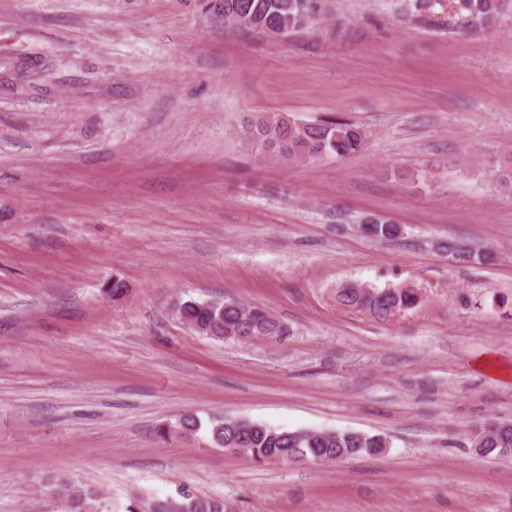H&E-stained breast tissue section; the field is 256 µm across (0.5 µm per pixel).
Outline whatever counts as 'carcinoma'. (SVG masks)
I'll return each instance as SVG.
<instances>
[{"mask_svg": "<svg viewBox=\"0 0 512 512\" xmlns=\"http://www.w3.org/2000/svg\"><path fill=\"white\" fill-rule=\"evenodd\" d=\"M449 8L460 25L472 31L489 30L512 8V0H449ZM329 15L326 0H224V22L238 29L254 30L271 37L292 36L312 28ZM241 140L261 158L283 164L304 165L326 157L347 158L366 147V133L354 122L328 117L303 123L282 112H257L242 118ZM495 182L512 186V157L492 171ZM367 236L393 239L396 226L380 217L365 220ZM458 260L489 261L492 255L478 248L462 249L448 244ZM337 302L348 308H361L379 320L392 311L411 310L419 304L411 288H383L348 284L338 291ZM178 318L195 331L216 340L228 336L272 337L285 334L286 327L273 314L260 307L235 300L178 299ZM202 428L200 418L187 414L175 428L162 426L158 433L166 439L176 429L193 435ZM216 448H240L257 464L292 463L302 458L325 462L339 457L376 455L385 447L378 435L356 431L288 430L245 420L214 418L208 429ZM486 436L484 454L512 456V432L499 431V424L481 427ZM66 512H113L100 492L83 487L66 489ZM124 512H225L224 502L186 492L176 497L142 501L133 499Z\"/></svg>", "mask_w": 512, "mask_h": 512, "instance_id": "carcinoma-1", "label": "carcinoma"}]
</instances>
